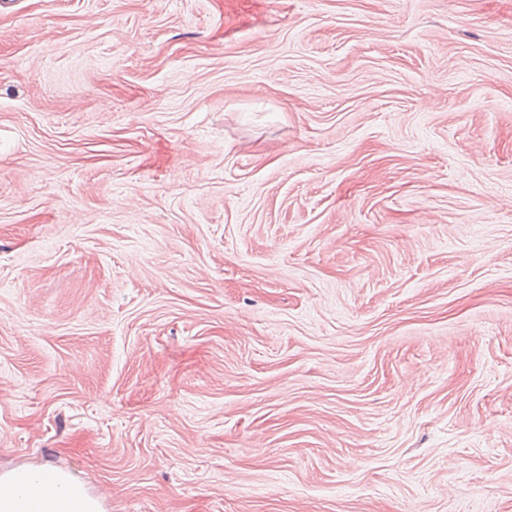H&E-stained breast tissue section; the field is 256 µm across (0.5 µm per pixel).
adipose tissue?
<instances>
[{"instance_id": "obj_1", "label": "adipose tissue", "mask_w": 512, "mask_h": 512, "mask_svg": "<svg viewBox=\"0 0 512 512\" xmlns=\"http://www.w3.org/2000/svg\"><path fill=\"white\" fill-rule=\"evenodd\" d=\"M53 467L15 469L0 476V512H99L76 478Z\"/></svg>"}]
</instances>
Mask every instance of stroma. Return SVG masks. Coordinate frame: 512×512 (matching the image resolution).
<instances>
[{
  "mask_svg": "<svg viewBox=\"0 0 512 512\" xmlns=\"http://www.w3.org/2000/svg\"><path fill=\"white\" fill-rule=\"evenodd\" d=\"M101 512H512V0H0V473Z\"/></svg>",
  "mask_w": 512,
  "mask_h": 512,
  "instance_id": "stroma-1",
  "label": "stroma"
}]
</instances>
